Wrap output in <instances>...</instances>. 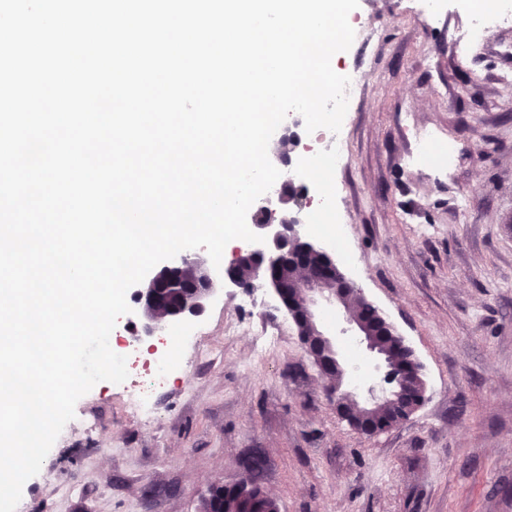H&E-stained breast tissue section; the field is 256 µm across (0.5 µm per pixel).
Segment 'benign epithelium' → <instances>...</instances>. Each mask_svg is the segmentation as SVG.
I'll return each instance as SVG.
<instances>
[{
	"instance_id": "1",
	"label": "benign epithelium",
	"mask_w": 512,
	"mask_h": 512,
	"mask_svg": "<svg viewBox=\"0 0 512 512\" xmlns=\"http://www.w3.org/2000/svg\"><path fill=\"white\" fill-rule=\"evenodd\" d=\"M301 230V225L276 216L275 211L265 212L260 224L256 225V233L265 237V243H259L248 251L235 253L223 269L224 280L238 288L243 286L244 282L236 274V269L241 262L247 261L251 265V279L266 280L282 301L288 288V271H303L302 278L294 280L293 283V288L299 292L302 302L297 308L288 309V313L295 325L305 324L310 327V335L301 337L304 348L307 349L313 344L334 361L335 373H325L323 377L331 384L330 394L334 399L336 412L343 413L351 405H356L359 413L348 414L344 421L360 433V421L383 405L401 408L408 389L417 388L421 391V397L408 410V413H414L423 404L426 395L424 368L414 350L404 336L392 331L395 351L408 356L415 364L413 372L394 375L388 355L375 345L366 326L348 314L345 315V321L349 330L353 331L356 342L374 355L375 379L367 389L369 398L364 402L361 401V386L344 385L346 363L338 350L336 337L325 333L318 326L317 310L322 305L341 308L346 295L354 293L360 297L362 293L354 288L326 251L302 241ZM318 254L324 256L327 265L312 273L308 271L306 257ZM215 278L213 270L191 250H185L171 259L149 278L146 287L134 292V302L141 309L144 319V334L153 335L164 321L171 322L200 315L205 301L214 291Z\"/></svg>"
}]
</instances>
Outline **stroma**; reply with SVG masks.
I'll return each mask as SVG.
<instances>
[{"mask_svg":"<svg viewBox=\"0 0 512 512\" xmlns=\"http://www.w3.org/2000/svg\"><path fill=\"white\" fill-rule=\"evenodd\" d=\"M467 3L423 24L422 0H360L332 59L361 84L347 157L307 199L317 211L334 192L352 251L336 263L424 364V404L356 433L272 288L248 316L228 284L181 335L142 337L125 382L78 400L16 512H199L214 484L248 476L279 512H512V90L497 81L512 26L459 54L448 27ZM411 126L452 142V161L405 166ZM280 325L253 362L255 328ZM168 348L177 360L146 371ZM144 389L149 418L130 404Z\"/></svg>","mask_w":512,"mask_h":512,"instance_id":"35a3bbf8","label":"stroma"}]
</instances>
